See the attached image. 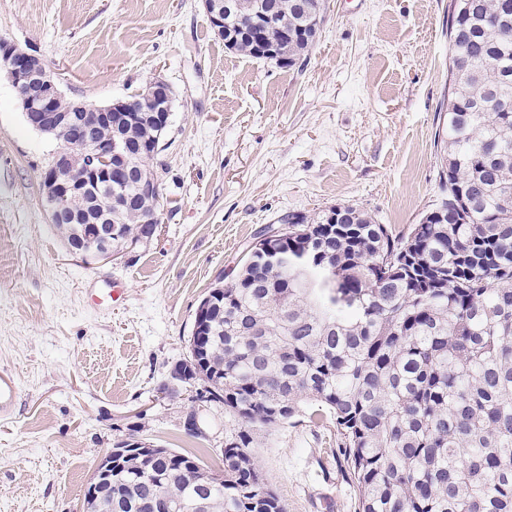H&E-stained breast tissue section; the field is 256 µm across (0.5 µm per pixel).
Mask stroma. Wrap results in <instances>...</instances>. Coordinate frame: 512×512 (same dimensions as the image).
<instances>
[{
  "label": "stroma",
  "mask_w": 512,
  "mask_h": 512,
  "mask_svg": "<svg viewBox=\"0 0 512 512\" xmlns=\"http://www.w3.org/2000/svg\"><path fill=\"white\" fill-rule=\"evenodd\" d=\"M450 0H327L319 38L282 68L228 50L202 0H0V40L35 54L66 99L103 106L161 79L175 105L153 169L156 237L116 261L68 252L41 174L59 141L30 127L0 74V512H80L130 430L224 470L223 405L161 397L197 307L288 213L339 205L398 231L440 195ZM122 289L91 304L88 291ZM196 414L204 434L184 435ZM252 460L286 512H356L336 426L301 412Z\"/></svg>",
  "instance_id": "35a3bbf8"
}]
</instances>
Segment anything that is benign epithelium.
Returning a JSON list of instances; mask_svg holds the SVG:
<instances>
[{
    "instance_id": "1",
    "label": "benign epithelium",
    "mask_w": 512,
    "mask_h": 512,
    "mask_svg": "<svg viewBox=\"0 0 512 512\" xmlns=\"http://www.w3.org/2000/svg\"><path fill=\"white\" fill-rule=\"evenodd\" d=\"M37 56L3 42L0 44V69H6L12 85L20 90L31 88L18 96L19 106L27 123L35 130L63 141L64 148L54 157L52 164L42 173L41 184L49 208L52 224H74L76 215L71 213L70 199L82 187L120 186L124 170L114 164L121 157L117 140L109 144H96L90 139L94 129L102 124L112 126V113L149 112L159 122V130L168 127L173 99L170 86L156 80L139 93L143 98L140 107L129 100H118L102 106L90 116L78 112L72 104L66 109L57 106L62 97L59 83L46 66L34 64ZM288 234V225L272 229L244 250L248 254L257 249L272 250L275 240ZM112 229L105 224H85L78 239L71 245V252L84 259H117L122 251L112 249ZM112 454L108 451L97 464L85 495L95 499L103 485L112 483Z\"/></svg>"
}]
</instances>
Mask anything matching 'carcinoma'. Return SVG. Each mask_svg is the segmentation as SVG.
<instances>
[{
  "mask_svg": "<svg viewBox=\"0 0 512 512\" xmlns=\"http://www.w3.org/2000/svg\"><path fill=\"white\" fill-rule=\"evenodd\" d=\"M224 28L275 13L282 67L324 0H231ZM448 13L442 197L408 232L351 206L288 213V235L211 288L189 339L206 401L234 418L224 479L131 434L112 512H285L253 465L257 431L304 404L336 424L358 512H512V0ZM151 130L123 131L132 149ZM133 200L112 247L146 241Z\"/></svg>",
  "mask_w": 512,
  "mask_h": 512,
  "instance_id": "obj_1",
  "label": "carcinoma"
}]
</instances>
